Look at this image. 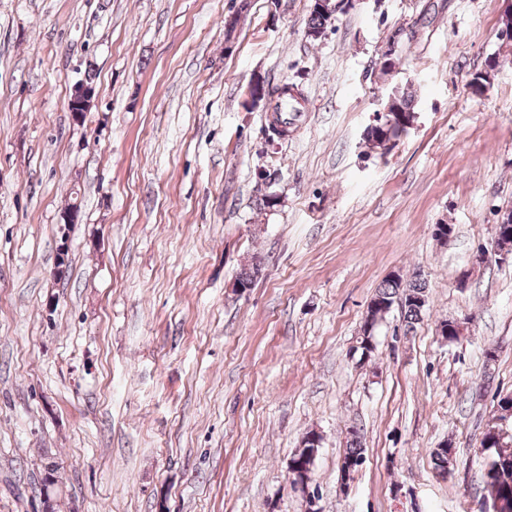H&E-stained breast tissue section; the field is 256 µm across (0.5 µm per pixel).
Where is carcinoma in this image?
<instances>
[{
    "label": "carcinoma",
    "mask_w": 512,
    "mask_h": 512,
    "mask_svg": "<svg viewBox=\"0 0 512 512\" xmlns=\"http://www.w3.org/2000/svg\"><path fill=\"white\" fill-rule=\"evenodd\" d=\"M340 3L324 0L321 5H313L307 26V35L311 38L321 36L332 15L339 11ZM388 114L376 117V124L368 127L367 139L376 147L388 148L390 142L397 140L407 133L413 124L414 95L409 89H395L388 95L385 102ZM260 274L257 264L240 271L235 285L240 289L251 287ZM428 302V283L419 275L408 279L400 276L390 277L376 289L370 300L361 326V334L357 338L359 346L354 352L364 355L374 342L377 326L395 305L401 308V328L404 335L413 333L423 321V314ZM313 433L304 436V447L296 450L288 466L297 471L293 484L306 485L310 479L312 465L319 451L321 441L312 439ZM482 448L492 451V459L484 474V490L486 497L502 501L505 512H512V436L503 431L497 424L488 426L481 440ZM363 442L358 431L349 433L345 453L340 469L350 464H356L362 459ZM453 447L445 443L433 451V461L437 472L444 476L451 473ZM57 469L50 464L45 467L39 494L43 496V512H55V495L49 493V488L57 484Z\"/></svg>",
    "instance_id": "obj_1"
}]
</instances>
